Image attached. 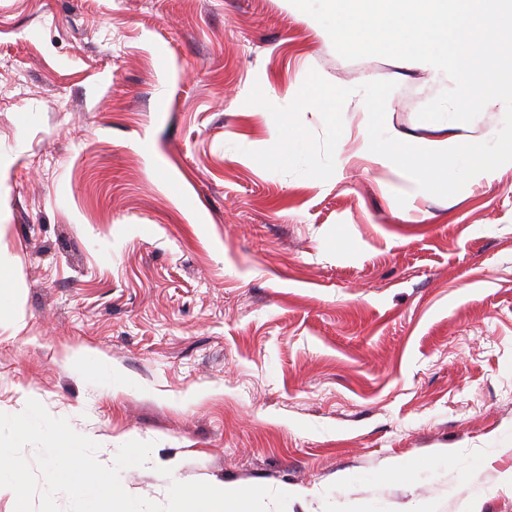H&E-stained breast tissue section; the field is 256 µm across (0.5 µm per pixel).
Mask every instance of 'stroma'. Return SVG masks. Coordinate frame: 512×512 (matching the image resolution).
<instances>
[{
  "mask_svg": "<svg viewBox=\"0 0 512 512\" xmlns=\"http://www.w3.org/2000/svg\"><path fill=\"white\" fill-rule=\"evenodd\" d=\"M312 70L352 91L324 182L249 156ZM372 80L411 143L502 127L500 102L419 120L446 75L345 60L290 0H0V413L39 401L106 466L153 442L120 482L161 505L202 481L512 512V162L415 193L365 147ZM74 366L77 370H86L92 366L96 374L108 384H115L120 386H129L130 382L122 376L112 374V367L108 366L104 361H90L87 357H79L75 360Z\"/></svg>",
  "mask_w": 512,
  "mask_h": 512,
  "instance_id": "stroma-1",
  "label": "stroma"
}]
</instances>
